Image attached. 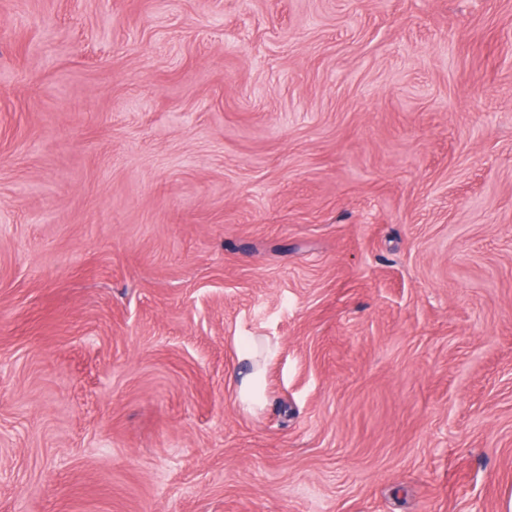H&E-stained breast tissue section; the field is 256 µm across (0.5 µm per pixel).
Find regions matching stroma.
Returning <instances> with one entry per match:
<instances>
[{"label": "stroma", "instance_id": "stroma-1", "mask_svg": "<svg viewBox=\"0 0 512 512\" xmlns=\"http://www.w3.org/2000/svg\"><path fill=\"white\" fill-rule=\"evenodd\" d=\"M0 512H512V0H0ZM237 400L247 409L261 406L259 375L255 369L240 381Z\"/></svg>", "mask_w": 512, "mask_h": 512}]
</instances>
